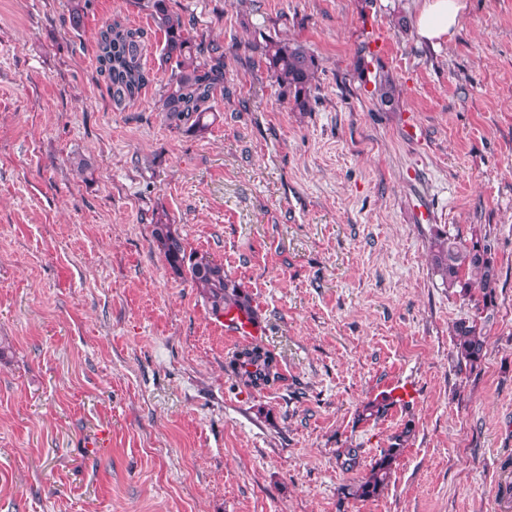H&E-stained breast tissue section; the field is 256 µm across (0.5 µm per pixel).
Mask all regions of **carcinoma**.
<instances>
[{
  "label": "carcinoma",
  "instance_id": "obj_1",
  "mask_svg": "<svg viewBox=\"0 0 512 512\" xmlns=\"http://www.w3.org/2000/svg\"><path fill=\"white\" fill-rule=\"evenodd\" d=\"M94 0H69L68 20L79 28L93 9ZM159 30L164 33L163 60L175 62L160 95V111L173 129L185 134L203 135L211 126L213 101L224 93V48L193 33L191 21L173 13L168 0H144ZM144 32L124 23L108 19L101 25L96 39L97 72L107 84L112 107L124 110L136 101L151 82L143 63ZM262 55L279 86L281 94L293 101L300 112L311 110L312 80L318 68L313 54L298 43L269 40ZM397 88L388 76L375 81L373 95L390 103ZM153 237L171 271L191 282L199 290L215 314L236 310L253 319L251 300L224 273V264L205 255L189 252L183 239L168 219L157 216ZM431 266L443 284L458 290L459 295L474 303L477 316L454 325V342L459 365L471 370L485 357L487 336L481 314L494 306L497 270L488 236L472 234L470 241L438 233L431 247ZM229 371L248 386L259 387L279 380L275 354L261 345L245 347L233 354ZM391 402L384 396L367 402L363 414L371 418L383 416ZM400 444L388 448L371 466L363 480L349 495L358 499L379 497L387 488Z\"/></svg>",
  "mask_w": 512,
  "mask_h": 512
}]
</instances>
